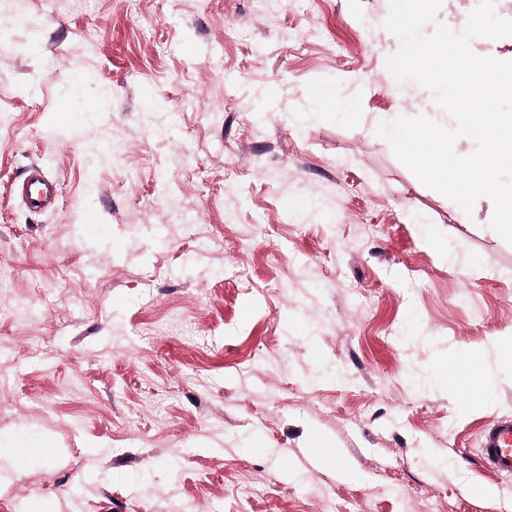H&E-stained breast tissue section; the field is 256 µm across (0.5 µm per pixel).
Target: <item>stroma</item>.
<instances>
[{
    "instance_id": "obj_1",
    "label": "stroma",
    "mask_w": 512,
    "mask_h": 512,
    "mask_svg": "<svg viewBox=\"0 0 512 512\" xmlns=\"http://www.w3.org/2000/svg\"><path fill=\"white\" fill-rule=\"evenodd\" d=\"M282 2L0 0L34 21L0 52V512H512L477 456L512 244L376 136L448 118L390 78L388 0ZM32 165L54 212L9 193Z\"/></svg>"
}]
</instances>
